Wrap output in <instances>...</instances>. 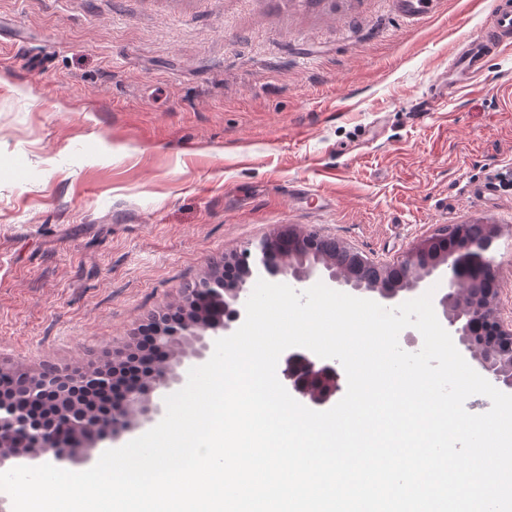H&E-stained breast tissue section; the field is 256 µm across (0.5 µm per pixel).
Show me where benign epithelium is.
I'll use <instances>...</instances> for the list:
<instances>
[{"mask_svg":"<svg viewBox=\"0 0 512 512\" xmlns=\"http://www.w3.org/2000/svg\"><path fill=\"white\" fill-rule=\"evenodd\" d=\"M501 233V225L477 218L448 227V245L440 244L442 236L436 233L417 240L398 259L378 263L367 255L334 239L328 246H318V234H306L292 225H280L266 235L258 246L257 256L250 250L244 254L224 257V276L208 275L196 287L184 292L181 305L189 310L199 295L212 298L221 313L212 317L204 328L188 315L180 319H156L160 328L153 333L155 346L187 340L191 350L186 358L203 360L213 351L209 340H217L233 326L245 319V303L250 296L248 282L263 272L272 279L288 278L305 283L325 272L331 282L369 293L380 302L393 306L405 294L415 291L426 279L441 272L447 273V287L437 297V305L448 328L462 350L478 363L482 373L495 383L512 390V320H505L498 312L494 266L487 253ZM153 383L146 387H132L123 392L122 410L115 415L109 428H101L94 416L82 414L64 418L59 426L73 442L69 451L53 456L59 464L79 457L88 459L84 440L87 433H99L110 438L125 430L152 422L161 413L160 405L151 395L158 388L170 389L181 382V377L168 364L154 369ZM343 371L339 362L323 359L304 348H291L284 356L281 383L301 404L310 409L328 406L341 391ZM28 400L0 403V446L17 434L32 437V447L0 456V468L6 462L13 466H30L51 449L59 446V439L48 434L47 428L33 420L28 413L29 401L50 394H62L71 388L105 390L109 387V373L105 368L61 377L49 371L27 376Z\"/></svg>","mask_w":512,"mask_h":512,"instance_id":"benign-epithelium-1","label":"benign epithelium"}]
</instances>
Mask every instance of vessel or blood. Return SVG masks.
<instances>
[{"instance_id": "b4317fda", "label": "vessel or blood", "mask_w": 512, "mask_h": 512, "mask_svg": "<svg viewBox=\"0 0 512 512\" xmlns=\"http://www.w3.org/2000/svg\"><path fill=\"white\" fill-rule=\"evenodd\" d=\"M398 14L410 23L424 20L437 8V0H395ZM512 34V5L498 4L491 23L478 37L466 41L453 58L451 69L455 74L447 89L456 92L467 88L486 71L489 57L504 44L503 38Z\"/></svg>"}]
</instances>
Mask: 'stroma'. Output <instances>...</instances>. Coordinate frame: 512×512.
<instances>
[{"label": "stroma", "instance_id": "stroma-1", "mask_svg": "<svg viewBox=\"0 0 512 512\" xmlns=\"http://www.w3.org/2000/svg\"><path fill=\"white\" fill-rule=\"evenodd\" d=\"M498 0H0V369L90 370L281 224L390 262L481 218L512 318V50L444 95ZM437 4L436 0H395L396 11L409 23L419 22L433 14Z\"/></svg>", "mask_w": 512, "mask_h": 512}]
</instances>
